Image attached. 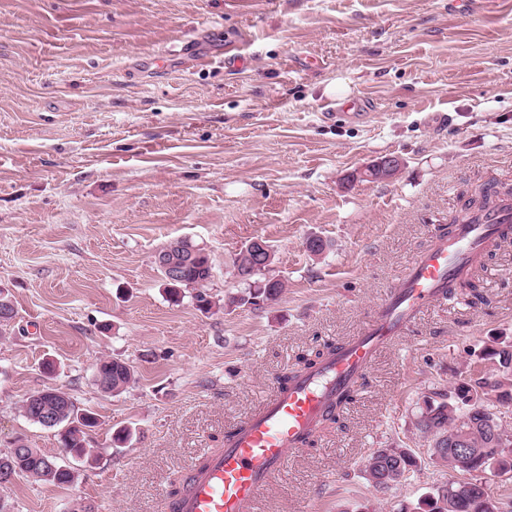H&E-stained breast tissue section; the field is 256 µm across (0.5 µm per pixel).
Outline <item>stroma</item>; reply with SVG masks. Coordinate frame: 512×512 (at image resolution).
Returning a JSON list of instances; mask_svg holds the SVG:
<instances>
[{
	"mask_svg": "<svg viewBox=\"0 0 512 512\" xmlns=\"http://www.w3.org/2000/svg\"><path fill=\"white\" fill-rule=\"evenodd\" d=\"M196 37L210 51L238 40L247 68H189L173 51ZM385 156L402 162L392 179L351 180ZM484 185L512 190V0H0V289L16 311L0 338V453L18 436L80 471L64 487L17 480L13 512H165L188 466L298 355L356 335ZM256 237L286 287L226 307ZM178 239L210 257V310L165 292L154 254ZM479 291L381 351L259 512H399L451 477L416 420L432 388L494 373L482 352L512 336V245L488 255ZM104 356L135 367L120 395L93 382ZM48 387L97 414L92 462L21 415ZM389 446L417 465L379 493L364 461Z\"/></svg>",
	"mask_w": 512,
	"mask_h": 512,
	"instance_id": "obj_1",
	"label": "stroma"
}]
</instances>
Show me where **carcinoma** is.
Returning <instances> with one entry per match:
<instances>
[{
    "mask_svg": "<svg viewBox=\"0 0 512 512\" xmlns=\"http://www.w3.org/2000/svg\"><path fill=\"white\" fill-rule=\"evenodd\" d=\"M492 203V189L482 186L466 201V209L484 208ZM208 262L203 258L191 263L185 269V283L179 289L169 290L172 300H180L181 290H195L194 299L212 304L207 285L212 278V267L202 268ZM249 260L240 252L233 261L235 278L244 285L241 294L228 298V304L238 307L258 306L259 301L275 299L285 288L284 282H273L265 276L249 275ZM15 317V308L6 298L0 299V336L7 334ZM483 355L497 362V371L491 377L478 374L462 379L449 390L436 389L424 396L420 414L416 421L419 430L428 443V454L432 463L459 468L458 460L451 452L448 442L455 436L458 427L468 429L463 447L488 448L495 437L507 434L503 424L489 426L486 419L492 415L495 404H512V337L497 336L484 348ZM95 371L108 382L101 392L118 395L135 381L132 365L120 358H103L96 364ZM51 410L58 411L60 425L59 440L64 448H72L82 457L91 456L85 447L86 431L98 424V418L90 412H79L68 395H60L47 402ZM14 466L19 476L34 482L64 486L72 483L75 471L57 463L37 448L17 450L10 448L0 453V468ZM416 466L414 455L406 448H375L366 458L364 472L376 491L389 490L404 479ZM400 512H493L484 491L464 479H449L437 484L417 503L400 508Z\"/></svg>",
    "mask_w": 512,
    "mask_h": 512,
    "instance_id": "obj_1",
    "label": "carcinoma"
}]
</instances>
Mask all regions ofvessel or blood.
I'll return each instance as SVG.
<instances>
[{"instance_id": "1", "label": "vessel or blood", "mask_w": 512, "mask_h": 512, "mask_svg": "<svg viewBox=\"0 0 512 512\" xmlns=\"http://www.w3.org/2000/svg\"><path fill=\"white\" fill-rule=\"evenodd\" d=\"M506 234L512 235V194L507 192L486 208L468 211L448 233L436 234L377 303L374 321L339 342L337 351L313 369L277 388L223 447L192 464L166 512H258L287 454L309 445L337 398L360 389L380 351L406 336L419 314L446 288L468 278Z\"/></svg>"}]
</instances>
